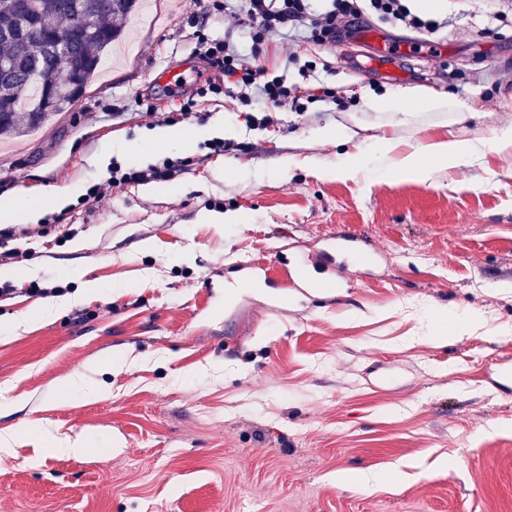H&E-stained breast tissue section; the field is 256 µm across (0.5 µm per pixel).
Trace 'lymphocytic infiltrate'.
<instances>
[{"label":"lymphocytic infiltrate","instance_id":"1","mask_svg":"<svg viewBox=\"0 0 512 512\" xmlns=\"http://www.w3.org/2000/svg\"><path fill=\"white\" fill-rule=\"evenodd\" d=\"M375 17L380 23L407 29L430 37L447 28V19L429 18L416 13L406 0H323L321 8H313L312 0H195L188 16L194 29L198 50L214 71V79L200 88V95L221 94L226 84L237 90L236 100L245 106L254 104L283 107L300 98L296 87L286 82L278 68L256 64L274 38L292 43L324 44L338 34L352 33L363 17ZM231 21L233 26L249 28L252 34L250 53H243L229 39L209 38L206 27L210 19ZM173 161L144 168H122L113 165L110 178L92 185L84 204L99 203L112 191L123 186L162 177L172 169ZM71 230L66 213L51 214L34 229L0 227V261L13 259L21 246L50 236L65 238Z\"/></svg>","mask_w":512,"mask_h":512}]
</instances>
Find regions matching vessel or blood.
I'll return each mask as SVG.
<instances>
[{
    "label": "vessel or blood",
    "instance_id": "obj_1",
    "mask_svg": "<svg viewBox=\"0 0 512 512\" xmlns=\"http://www.w3.org/2000/svg\"><path fill=\"white\" fill-rule=\"evenodd\" d=\"M348 54L358 60L362 69L376 71L391 79L404 75L399 66L405 55L403 45L387 44L377 32L364 31ZM374 263V254L363 237L349 231L334 232L318 241L311 252L294 260L276 254L269 258L251 257L238 261L236 283L252 288L276 280L281 287L310 294L323 284L334 283L337 272L343 267L360 270Z\"/></svg>",
    "mask_w": 512,
    "mask_h": 512
}]
</instances>
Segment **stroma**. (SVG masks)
<instances>
[{"label": "stroma", "mask_w": 512, "mask_h": 512, "mask_svg": "<svg viewBox=\"0 0 512 512\" xmlns=\"http://www.w3.org/2000/svg\"><path fill=\"white\" fill-rule=\"evenodd\" d=\"M192 8L151 0V24L73 104L0 140V195L38 194L45 215L48 190L107 180L101 156L192 160L74 209L73 237L8 260L23 276L0 296V325L42 306L34 285L63 288L65 306L0 339V434L14 438L0 512H512V148L494 142L512 129V10L492 19L488 0H440L430 13L451 26L397 81L341 61L338 35L302 52L314 78L288 80L334 87L342 105L308 97L263 128L210 94L181 123L186 141L145 142L181 103L158 74L188 66L189 95L211 74L179 15ZM421 90L444 109L381 108ZM216 126L220 153L207 147ZM451 134L483 141L471 165L394 176L407 153ZM341 229L378 250L373 270L289 295L279 315L257 293L225 304L232 262L307 251ZM465 313L481 324L439 343ZM52 435L85 449L50 451ZM346 472L368 481L337 482Z\"/></svg>", "instance_id": "1"}]
</instances>
